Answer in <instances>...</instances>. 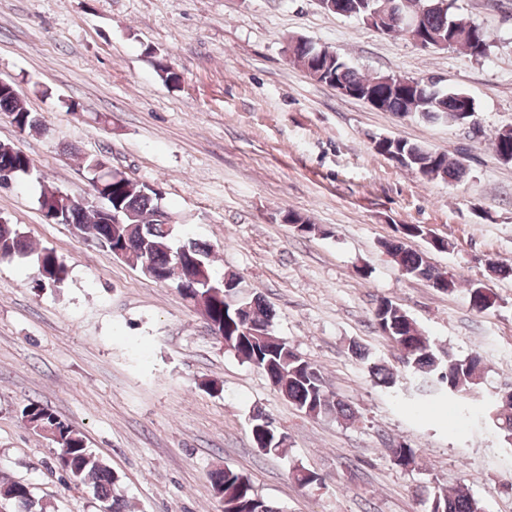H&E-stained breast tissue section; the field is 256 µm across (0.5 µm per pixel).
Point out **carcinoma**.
<instances>
[{"instance_id": "carcinoma-1", "label": "carcinoma", "mask_w": 512, "mask_h": 512, "mask_svg": "<svg viewBox=\"0 0 512 512\" xmlns=\"http://www.w3.org/2000/svg\"><path fill=\"white\" fill-rule=\"evenodd\" d=\"M390 0H342V11L363 18ZM402 11L418 19V28L429 34L432 41L448 42V47L482 58L494 41L492 34L470 18L453 11L454 0H397ZM289 60L302 67L317 82L341 85L372 92L380 99V109L400 117H418L428 121L458 123L463 119L459 105L476 111L471 96L462 91H442L436 83L420 78L409 88H392L378 81L376 74H362L340 56L316 48L303 39L288 44ZM0 112L22 133H43L47 127L40 114L30 111L20 97L16 85L0 80ZM383 156L399 154L408 168L420 171L431 179L458 181L467 175L459 159L430 150L421 145L399 140L376 148ZM83 166L91 175L93 193L76 198L66 211H58L61 190L45 184L38 203L45 218L54 223L72 224L87 235L98 247L115 253L119 258L149 267L158 273L163 283L175 288L191 286V297L206 308L217 329L224 330V345L242 362L260 369L270 383L299 411L314 417L333 415L347 422L356 420L354 409L337 397L329 388L322 371L302 357L288 342L273 332L275 313L263 296L253 290L239 293L232 306L224 302V290L218 287L243 284L232 271L217 273L212 266L210 248L195 240L187 241L189 257L178 264L176 224L162 219L161 197L143 182L111 177L97 186L99 157L83 158ZM31 159L11 144L0 142V169H9L18 179L30 173ZM115 211L122 217L120 224H107L103 215ZM399 236L381 242V247L403 274L425 279L437 290H455V275L441 272L428 263L429 252L406 246V239H426L431 230L421 224L397 225ZM15 257L32 259L36 268L34 287L59 288L67 280V265L51 248L36 250L20 229L0 219V259ZM470 305L485 312L495 304L494 295L482 287L469 288ZM372 322L378 332L400 352V359L418 380L420 396L431 399L453 398L458 403L470 400L476 392L482 374L479 355L459 359L447 348L432 342L417 322L399 305L388 299L380 300L372 312ZM369 372L375 383L386 388L397 385L400 375L384 363H373ZM22 418H41L57 429L54 442L58 453L68 458L60 467L77 485H89L102 503V512H126L127 504L120 494L119 478L95 453L86 446L83 435L72 426L58 420L54 412L39 401L32 400L21 410ZM489 422L504 436H512V409L497 413ZM254 444L265 453H282L286 438L274 423L257 412L251 419ZM418 450L406 444L392 449V460L404 470L416 465ZM213 490L224 493V512H280L279 508L259 496L250 478L229 467L210 474ZM0 498L20 506L22 512H46V505L37 500L29 485L0 480ZM430 512H482V507L467 488L434 495Z\"/></svg>"}]
</instances>
